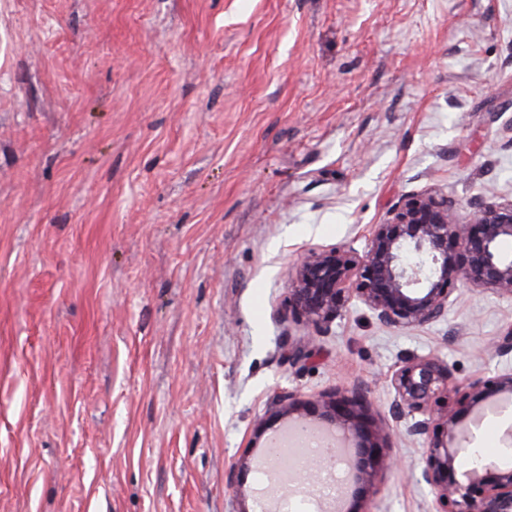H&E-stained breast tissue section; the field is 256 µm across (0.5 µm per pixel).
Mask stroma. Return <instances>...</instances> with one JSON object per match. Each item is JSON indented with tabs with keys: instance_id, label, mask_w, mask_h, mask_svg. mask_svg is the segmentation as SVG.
<instances>
[{
	"instance_id": "obj_1",
	"label": "stroma",
	"mask_w": 512,
	"mask_h": 512,
	"mask_svg": "<svg viewBox=\"0 0 512 512\" xmlns=\"http://www.w3.org/2000/svg\"><path fill=\"white\" fill-rule=\"evenodd\" d=\"M512 0H0V512H262L255 424L401 357L512 368V300L308 341L288 268L409 194L512 198ZM311 357L291 363L289 343ZM360 512H429L418 445Z\"/></svg>"
}]
</instances>
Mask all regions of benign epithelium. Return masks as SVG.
<instances>
[{
	"label": "benign epithelium",
	"mask_w": 512,
	"mask_h": 512,
	"mask_svg": "<svg viewBox=\"0 0 512 512\" xmlns=\"http://www.w3.org/2000/svg\"><path fill=\"white\" fill-rule=\"evenodd\" d=\"M506 239H512V200H482L463 216L446 195L410 196L372 225L363 250L348 243L313 248L289 268L284 314L313 340L353 300L382 326L408 329L443 319L465 288L512 299V256L499 251ZM388 382V420L373 417L362 383L314 400L288 391L267 408L257 435L285 420L301 427L308 415L332 426L355 448L359 499L373 491L378 472L397 467L390 435L400 432L421 444L420 478L435 493V512H512L511 464L477 458L460 469L484 412L512 404V369L458 385L439 354H409Z\"/></svg>",
	"instance_id": "obj_1"
}]
</instances>
